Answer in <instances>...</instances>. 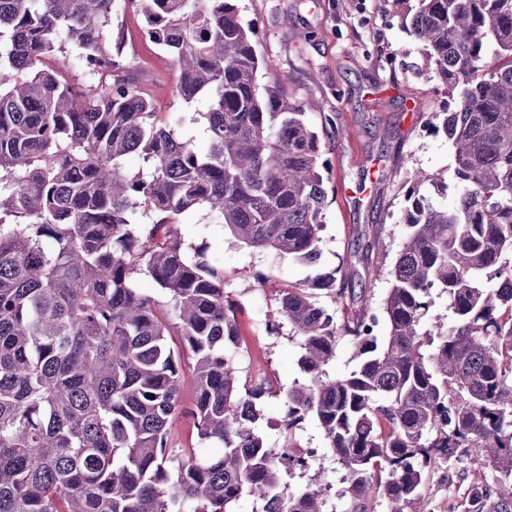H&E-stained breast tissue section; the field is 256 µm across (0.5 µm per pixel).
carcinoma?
I'll return each instance as SVG.
<instances>
[{
  "mask_svg": "<svg viewBox=\"0 0 512 512\" xmlns=\"http://www.w3.org/2000/svg\"><path fill=\"white\" fill-rule=\"evenodd\" d=\"M127 4L172 58L176 97L207 102L193 117L206 148L129 76L112 25ZM407 16L454 94L431 117L454 183L407 173L409 235L381 314L346 269L278 290L307 379L285 395L287 444L271 448L259 401L275 383L241 378L224 267L188 255L177 230L202 208L248 248L321 258V142L284 81L259 85L255 24L234 0H0V512H230L244 495L262 512H326L293 452L308 417L344 470L349 512H407L443 458L512 477V0H414ZM131 154L147 164L137 174ZM142 274L165 302L135 287ZM318 290L345 305L342 322ZM435 292L451 316L430 324ZM344 337L359 364L331 377ZM180 415L195 448L172 446ZM490 495L473 482L467 512Z\"/></svg>",
  "mask_w": 512,
  "mask_h": 512,
  "instance_id": "cac0c4a2",
  "label": "carcinoma"
}]
</instances>
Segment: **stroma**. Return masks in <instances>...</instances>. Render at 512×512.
<instances>
[{"label": "stroma", "mask_w": 512, "mask_h": 512, "mask_svg": "<svg viewBox=\"0 0 512 512\" xmlns=\"http://www.w3.org/2000/svg\"><path fill=\"white\" fill-rule=\"evenodd\" d=\"M241 15L257 26L256 52L271 61L260 84L284 79L289 93L316 126L328 161L329 205L318 266L308 267L270 251L242 247L223 225L197 211L180 226L188 245L205 249L224 267V291L237 306L236 364L242 375L265 373L281 388L303 381L298 360L300 338L288 323L276 332L278 288L341 267L358 270L357 288L368 304L381 309L388 277L372 278L377 266L392 268L408 235L400 216L406 205L405 176L418 169L433 178L453 179V149L447 138L426 126L430 113L446 108L448 95L429 79L422 45L403 26V6L395 0H237ZM136 77L152 92L158 111L178 121L181 133L204 145L205 135L190 118L206 102L185 104L175 93L171 58L142 33L143 16L131 9L116 20ZM334 116L335 126L324 125ZM263 272L258 283L254 272ZM300 446L318 449L315 461L335 493L326 512H348L343 471L327 447L320 426L305 420L296 433ZM491 486L504 474L486 467L465 474L452 462L439 463L428 475L421 512H463L472 480Z\"/></svg>", "instance_id": "stroma-1"}]
</instances>
